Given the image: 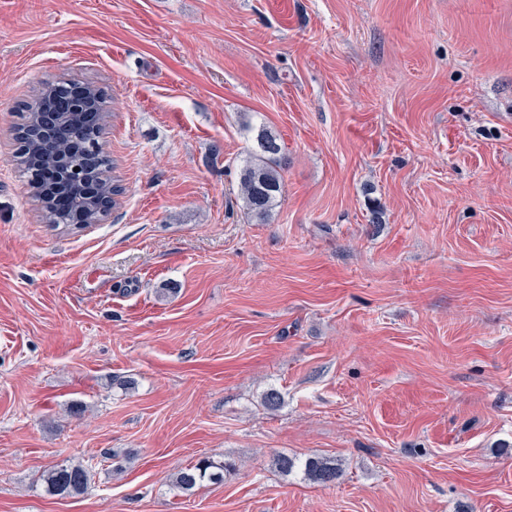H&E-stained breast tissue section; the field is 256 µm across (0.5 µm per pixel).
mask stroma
Returning a JSON list of instances; mask_svg holds the SVG:
<instances>
[{"label": "stroma", "mask_w": 512, "mask_h": 512, "mask_svg": "<svg viewBox=\"0 0 512 512\" xmlns=\"http://www.w3.org/2000/svg\"><path fill=\"white\" fill-rule=\"evenodd\" d=\"M63 74L123 188L69 232L10 163ZM0 512H512V0H0ZM254 141L239 171L238 199L251 223L266 224L284 190L283 147L277 134L264 126L257 129ZM274 465L277 470L287 475L291 474L296 468H300L306 479L324 485L335 482L340 474V469L336 467V463L318 456H310L300 462L295 457L281 454L275 458ZM231 465L224 462L215 463L210 458H202L196 464L183 468L175 478L176 487L182 492H190L203 483L222 484L224 470L228 471ZM89 480V471L81 464L56 465L43 475L50 494L62 498L80 495L87 488Z\"/></svg>", "instance_id": "obj_1"}]
</instances>
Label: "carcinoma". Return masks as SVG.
Segmentation results:
<instances>
[{"label":"carcinoma","mask_w":512,"mask_h":512,"mask_svg":"<svg viewBox=\"0 0 512 512\" xmlns=\"http://www.w3.org/2000/svg\"><path fill=\"white\" fill-rule=\"evenodd\" d=\"M61 85L67 88L72 82L44 83L22 104L13 162L41 204L42 220L54 229L73 231L104 220L103 202L115 199L121 189L110 176L113 163L100 143L109 119L106 88L94 81L80 82L84 89L81 109L58 113L56 134L48 139L40 136L41 114ZM254 141L256 146L239 171L238 199L251 223L266 224L284 190L283 147L277 134L264 126L257 129ZM274 465L287 475L299 468L306 479L324 485L335 482L340 474L336 463L318 456L300 462L281 454ZM226 470V464L205 457L180 470L175 484L184 493L203 483L222 484ZM89 480V471L81 464L56 465L43 475L50 494L62 498L83 493Z\"/></svg>","instance_id":"carcinoma-1"}]
</instances>
